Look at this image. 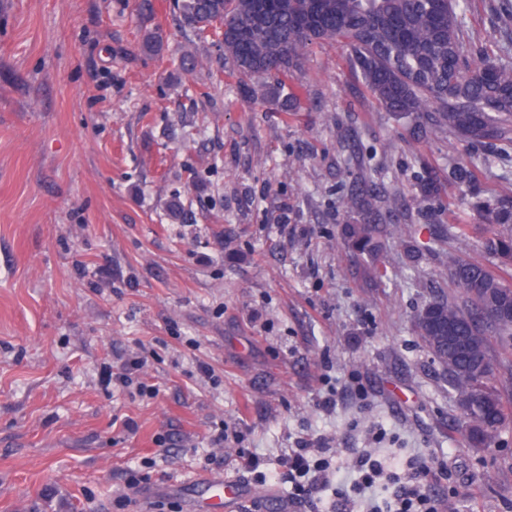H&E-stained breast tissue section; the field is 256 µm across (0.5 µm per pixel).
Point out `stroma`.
Masks as SVG:
<instances>
[{
  "label": "stroma",
  "instance_id": "stroma-1",
  "mask_svg": "<svg viewBox=\"0 0 512 512\" xmlns=\"http://www.w3.org/2000/svg\"><path fill=\"white\" fill-rule=\"evenodd\" d=\"M140 3L0 0V512H202L201 480L243 479L241 454L272 461L301 438L346 470L366 452L400 475L435 461L441 512H512V424L483 466L410 329L455 290L458 244L439 226L469 225L482 258L471 204L512 196V141L416 140L339 42L281 82L184 72L179 57L208 43L173 0ZM155 28L162 52L141 54ZM464 38L471 60L512 65L506 0H468ZM460 164L476 184L448 181ZM433 174L444 194L414 204ZM364 184L400 198L380 221L422 252L392 245L382 288L339 239L359 219L341 201ZM139 354L137 384L103 383ZM248 488L255 512H343L335 484L299 506L284 480Z\"/></svg>",
  "mask_w": 512,
  "mask_h": 512
}]
</instances>
